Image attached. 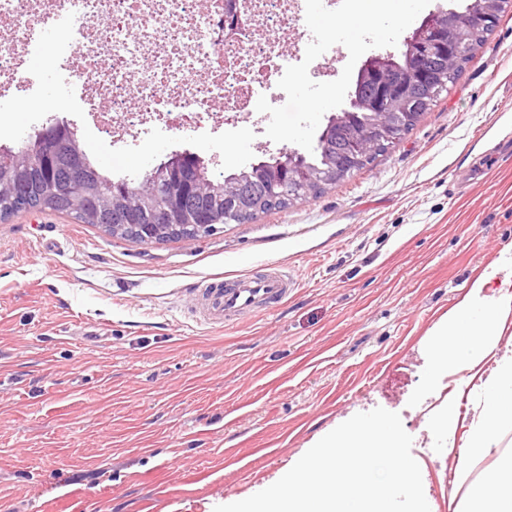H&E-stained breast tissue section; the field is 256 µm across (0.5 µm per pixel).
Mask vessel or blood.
<instances>
[{
  "mask_svg": "<svg viewBox=\"0 0 512 512\" xmlns=\"http://www.w3.org/2000/svg\"><path fill=\"white\" fill-rule=\"evenodd\" d=\"M292 286L288 275L276 266L262 275L241 276L232 287L210 289L199 315L213 324L230 317L240 319L256 313L264 299L284 298Z\"/></svg>",
  "mask_w": 512,
  "mask_h": 512,
  "instance_id": "vessel-or-blood-1",
  "label": "vessel or blood"
}]
</instances>
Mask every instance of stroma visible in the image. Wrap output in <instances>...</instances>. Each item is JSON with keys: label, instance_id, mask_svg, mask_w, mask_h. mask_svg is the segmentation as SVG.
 <instances>
[{"label": "stroma", "instance_id": "1", "mask_svg": "<svg viewBox=\"0 0 512 512\" xmlns=\"http://www.w3.org/2000/svg\"><path fill=\"white\" fill-rule=\"evenodd\" d=\"M463 4L387 0L362 33L309 16L310 33L352 52L319 97L299 70L270 128L152 130L117 147L65 118L116 180L180 152L217 177L309 154L367 57L399 53L426 15ZM56 116L0 111V144ZM270 263L294 282L282 302L221 325L194 317L201 288ZM492 265L485 295L512 293V11L396 148L318 197L190 242H136L49 210L0 220V512H213L377 407L411 437H444L419 464L430 512H448V450L488 392L463 370L433 378V331ZM441 388L452 433L419 405Z\"/></svg>", "mask_w": 512, "mask_h": 512}]
</instances>
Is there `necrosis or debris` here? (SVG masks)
Listing matches in <instances>:
<instances>
[{
    "label": "necrosis or debris",
    "mask_w": 512,
    "mask_h": 512,
    "mask_svg": "<svg viewBox=\"0 0 512 512\" xmlns=\"http://www.w3.org/2000/svg\"><path fill=\"white\" fill-rule=\"evenodd\" d=\"M360 8L361 0H239L228 31L219 0H0V109L11 106L7 92L35 32L67 17L73 26L50 52L81 89L79 111L111 129L113 144L155 125L264 123L277 113L268 86H290L296 62L337 75L343 46L303 34L306 14Z\"/></svg>",
    "instance_id": "1"
}]
</instances>
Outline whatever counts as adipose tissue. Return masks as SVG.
Masks as SVG:
<instances>
[{"label":"adipose tissue","mask_w":512,"mask_h":512,"mask_svg":"<svg viewBox=\"0 0 512 512\" xmlns=\"http://www.w3.org/2000/svg\"><path fill=\"white\" fill-rule=\"evenodd\" d=\"M495 275L490 269L472 281L467 297L439 322L440 340L433 347L437 377L456 368L476 373L489 357L498 359L495 372L484 381L492 397L472 422L452 467L454 485L462 492L453 512H512V457L491 473H475L476 466L496 452L499 433L512 429V355L495 354L512 319V294L485 299L484 290ZM475 309L480 316L474 320L470 314Z\"/></svg>","instance_id":"adipose-tissue-1"}]
</instances>
